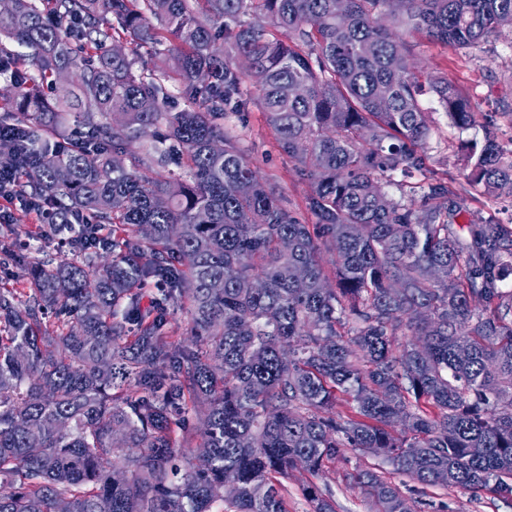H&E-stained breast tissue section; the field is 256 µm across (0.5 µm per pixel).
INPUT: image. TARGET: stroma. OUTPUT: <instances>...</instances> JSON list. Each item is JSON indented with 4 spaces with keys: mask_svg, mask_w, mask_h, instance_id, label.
Segmentation results:
<instances>
[{
    "mask_svg": "<svg viewBox=\"0 0 512 512\" xmlns=\"http://www.w3.org/2000/svg\"><path fill=\"white\" fill-rule=\"evenodd\" d=\"M407 42L418 74L447 77L469 100L474 112L497 118L491 129L479 124L461 130L449 124L435 97L424 94L423 107L432 135L428 141L426 171L415 175V182L426 180L447 185L458 203L459 223L488 216L503 223L512 222V212L507 209L512 196L484 194L481 187L470 183L467 166L469 143L483 141L485 134H493L501 145L512 144V30L502 29L472 47L461 49L421 34L408 36ZM229 122L236 125L240 145L253 157L260 174L277 186L283 206L301 222L314 223V215L306 208L310 184L299 174L296 162L280 150L276 134L259 106L250 105L248 113L230 117ZM0 208L9 216L8 225L0 227V233L12 240L10 252H0V285L20 288L24 285L23 270L38 259L37 248L49 228L40 216L21 206L19 201L8 203L0 199ZM360 465L374 468L389 482L403 481L381 459L347 453L345 459L337 461L319 478L320 484L333 491L337 512H375L372 499L351 478ZM425 497L444 504L445 512H512V500L506 502L486 492L476 495L462 488L429 487Z\"/></svg>",
    "mask_w": 512,
    "mask_h": 512,
    "instance_id": "1",
    "label": "stroma"
}]
</instances>
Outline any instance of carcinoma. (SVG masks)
Wrapping results in <instances>:
<instances>
[{"label": "carcinoma", "mask_w": 512, "mask_h": 512, "mask_svg": "<svg viewBox=\"0 0 512 512\" xmlns=\"http://www.w3.org/2000/svg\"><path fill=\"white\" fill-rule=\"evenodd\" d=\"M506 27L512 0L0 9L5 191L48 204L58 233L91 219L80 255L0 287V512H288L290 479L310 512H336L314 479L347 448L512 500V225L458 223L442 184L416 208L377 193L426 171L406 36L463 48ZM249 79L311 183L313 226L224 126ZM429 89L452 126L476 125L447 78ZM468 161L473 184L512 194V148L487 137ZM151 281L166 287L144 308ZM170 300L189 346L171 340ZM352 479L377 512H414L376 471Z\"/></svg>", "instance_id": "obj_1"}]
</instances>
